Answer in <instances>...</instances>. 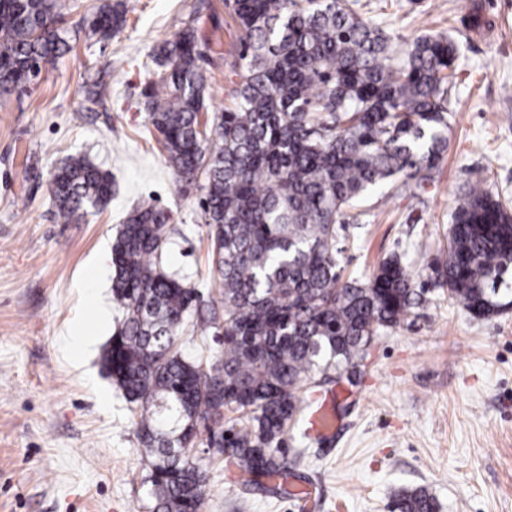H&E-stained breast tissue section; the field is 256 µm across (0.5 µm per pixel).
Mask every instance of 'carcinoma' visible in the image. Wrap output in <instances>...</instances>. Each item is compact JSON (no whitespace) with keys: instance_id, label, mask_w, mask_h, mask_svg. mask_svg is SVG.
I'll return each instance as SVG.
<instances>
[{"instance_id":"obj_1","label":"carcinoma","mask_w":512,"mask_h":512,"mask_svg":"<svg viewBox=\"0 0 512 512\" xmlns=\"http://www.w3.org/2000/svg\"><path fill=\"white\" fill-rule=\"evenodd\" d=\"M357 0H233L241 82L231 105L200 120L206 77L195 29L156 52L145 93L152 132L179 180L198 183L219 298L166 270L174 228L142 203L112 243V295L123 318L106 346L108 377L139 412L148 512H199L207 470L186 452L212 419L204 452L250 473L288 476L281 448L315 377L365 359L374 337L401 326L433 289L477 317L512 307V209L479 186L455 199L448 251L430 288L396 254L366 281L343 278L345 210L378 189L422 198L448 151L458 47L443 34L404 46L361 18ZM71 0H0V96L24 90L70 51L56 24ZM102 39L126 13L84 16ZM58 220L112 198V175L73 157L53 175ZM222 332L213 372L173 350L188 319ZM392 512H436L423 487L401 489Z\"/></svg>"}]
</instances>
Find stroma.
<instances>
[{
  "instance_id": "stroma-1",
  "label": "stroma",
  "mask_w": 512,
  "mask_h": 512,
  "mask_svg": "<svg viewBox=\"0 0 512 512\" xmlns=\"http://www.w3.org/2000/svg\"><path fill=\"white\" fill-rule=\"evenodd\" d=\"M82 0L63 24L70 52L23 94L0 96V512H148L136 412L102 367L117 328L111 246L146 199L176 233L167 267L217 298L202 190L179 182L145 134L155 53L194 28L206 42L202 118L223 111L238 59L227 0H123L111 39L91 36ZM400 42L460 41L448 152L423 200L374 194L346 211L347 275L366 279L390 255L428 280L447 251L456 195L475 185L512 198V0H359ZM112 173L103 210L57 223L48 183L69 157ZM93 338L65 349L75 331ZM358 383L340 393L324 438L298 422L284 438L283 485L209 465L200 512H389L393 490L427 488L438 512H512V311L470 314L434 290L403 325L376 337Z\"/></svg>"
}]
</instances>
